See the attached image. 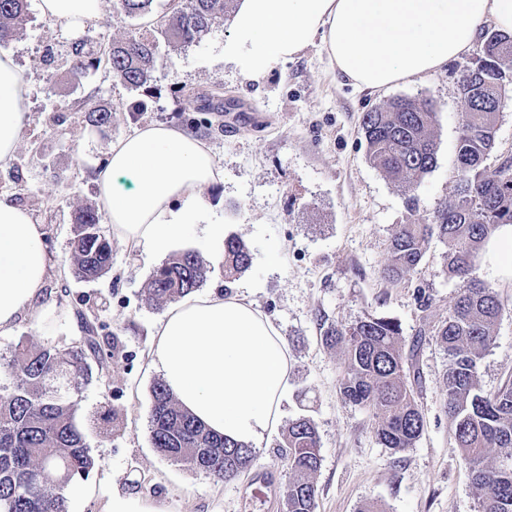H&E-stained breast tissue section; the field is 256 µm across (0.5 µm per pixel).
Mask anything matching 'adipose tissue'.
I'll use <instances>...</instances> for the list:
<instances>
[{
    "instance_id": "1",
    "label": "adipose tissue",
    "mask_w": 512,
    "mask_h": 512,
    "mask_svg": "<svg viewBox=\"0 0 512 512\" xmlns=\"http://www.w3.org/2000/svg\"><path fill=\"white\" fill-rule=\"evenodd\" d=\"M102 0H39L65 33L101 14ZM512 34V0H239L223 55L247 81L307 47L324 49L333 71L357 89L379 91L439 71L466 54L485 24ZM27 86L0 54V166L24 131ZM136 174L134 191L114 179ZM113 238L147 260L181 238L200 198L224 173L208 145L187 132L149 124L113 143L93 169ZM52 268L46 232L31 211L0 196V335L21 317L43 324L56 310L44 300ZM149 366L180 405L229 441L259 446L276 429L288 393L290 359L279 330L242 297L190 296L171 305L155 328Z\"/></svg>"
}]
</instances>
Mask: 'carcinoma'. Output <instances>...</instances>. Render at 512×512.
<instances>
[{
	"instance_id": "cac0c4a2",
	"label": "carcinoma",
	"mask_w": 512,
	"mask_h": 512,
	"mask_svg": "<svg viewBox=\"0 0 512 512\" xmlns=\"http://www.w3.org/2000/svg\"><path fill=\"white\" fill-rule=\"evenodd\" d=\"M238 0H170L168 11L154 13V0H115L118 14L151 28L107 43L82 38L75 43L66 77L74 84L91 69L104 66L130 89L150 92L148 81L165 53L198 42L224 26ZM27 19V0H0V45L18 34ZM512 62V37L486 30L482 57L459 83L461 112L457 150L460 192L426 221L414 219L416 200L409 195L436 160L433 134L436 112L423 99H397L362 115L361 133L371 164L397 183L406 198L407 216L395 226L384 277L399 280L421 262L436 236L446 246L447 273L461 283L448 317L433 338L448 354L445 408L477 496L478 512H512V383L487 395L480 386L479 364L494 341L503 306L494 289L471 277L480 251L505 225L512 224V179L482 166L495 146L500 114L502 65ZM85 121L111 123L112 110L83 107ZM71 242L73 276L95 281L112 264V246L93 207L76 210ZM251 254L231 236L224 240V279L247 270ZM210 262L187 251L169 257L145 288L146 300L160 305L194 293L206 281ZM84 336L71 346L34 343L21 338L0 355V512H68L65 490L96 467L86 445L85 424L72 401L93 369L104 371L95 323L80 317ZM323 343L342 353L339 393L346 402L371 411L380 444L394 453L415 446L424 429L416 396L420 372L408 368L400 325L387 317H366L345 326L331 324ZM149 426L153 447L164 457L218 480L237 477L255 459L253 448L216 437L184 412L163 381L154 383ZM286 459L293 479L286 512H315L313 477L321 465L313 421L300 416L288 424Z\"/></svg>"
}]
</instances>
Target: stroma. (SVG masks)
I'll use <instances>...</instances> for the list:
<instances>
[{"label":"stroma","mask_w":512,"mask_h":512,"mask_svg":"<svg viewBox=\"0 0 512 512\" xmlns=\"http://www.w3.org/2000/svg\"><path fill=\"white\" fill-rule=\"evenodd\" d=\"M38 2L29 0L26 25L5 47L28 92L16 156L0 167V196L18 198L44 225L58 266L46 289L59 308L46 330L25 319L11 335L0 336V353L23 337L73 343L81 334V315L94 319L101 347L113 357L105 373L93 375L75 394L77 417L84 421L108 410L116 416L86 432L98 462L89 484L105 494L134 491L163 499L169 512H285L293 478L279 430L257 447L251 468L229 481L159 455L149 430L158 376L148 363L164 310L149 305L144 294L159 264L144 263L116 240L107 274L85 282L71 273L75 211L98 203L92 162L104 161L109 146L134 128L165 124L198 135L224 171L223 182L202 195L200 223L174 250L211 258L202 239L206 224L228 227L249 248L247 271L228 282L222 266H214L200 291L248 298L286 340L291 375L281 419L304 414L317 430L322 462L314 478L316 512H359L367 502L385 512H476L470 475L443 408L448 356L432 338L460 284L447 274L446 247L436 238L414 272L395 282L383 278L389 238L406 216L404 195L368 161L360 120L363 112L397 98L434 104L436 162L413 190L415 217L427 219L460 189L458 81L474 66L480 45L436 73L371 93L336 76L318 44L249 82L221 55L233 33L228 21L198 43L170 52L153 74L158 94L149 97L115 82L105 68L89 72L78 85L65 80L73 37L42 16ZM217 88L233 111H188L186 94ZM83 103L111 107V123L87 124L78 111ZM472 275L493 288L504 307L495 341L480 361L482 389L492 394L512 381V272H505L501 253L489 246ZM368 316L394 319L406 345L416 348L424 431L414 448L397 455L379 444L370 412L341 399V354L321 341L328 325ZM422 331L427 338L416 343Z\"/></svg>","instance_id":"obj_1"}]
</instances>
